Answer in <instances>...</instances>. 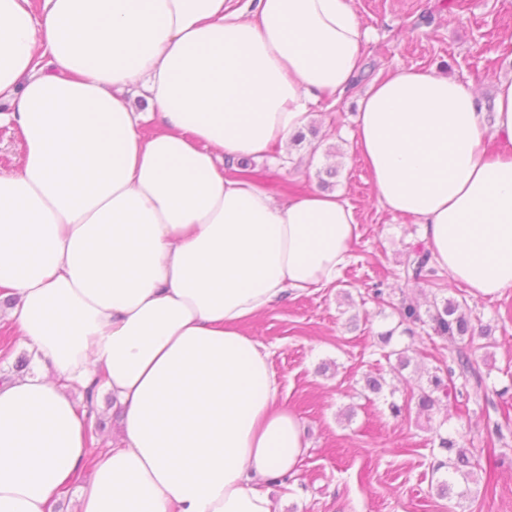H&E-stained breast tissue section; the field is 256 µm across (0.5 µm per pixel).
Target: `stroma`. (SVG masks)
<instances>
[{
    "label": "stroma",
    "instance_id": "stroma-1",
    "mask_svg": "<svg viewBox=\"0 0 512 512\" xmlns=\"http://www.w3.org/2000/svg\"><path fill=\"white\" fill-rule=\"evenodd\" d=\"M367 33L363 66L339 105H313L303 135L274 146L250 169L279 189L306 185L342 194L355 208L360 235L328 288L289 298L249 329L270 353L280 400L301 419L307 447L294 475L274 487L277 512H512V290L475 296L461 286L408 283L401 274L411 248L423 242L414 217L378 202L351 133L355 97L373 80L402 67L431 68L473 82L484 112L494 110L497 83L512 77V0H352ZM421 311L434 301L466 302L472 325L487 328L468 347L479 379L457 373V351L429 322L401 324L403 296ZM392 332L390 343L380 335ZM407 349L396 371L391 350ZM449 379L452 396L432 414L412 398L430 376ZM383 391L368 395L366 377ZM401 406L393 415L390 403ZM95 445L110 447L122 432V411L98 390L91 417ZM453 436L478 463L479 481L465 497L440 495L448 459L440 436Z\"/></svg>",
    "mask_w": 512,
    "mask_h": 512
}]
</instances>
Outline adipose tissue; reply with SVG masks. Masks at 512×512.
Returning a JSON list of instances; mask_svg holds the SVG:
<instances>
[{
  "label": "adipose tissue",
  "instance_id": "obj_1",
  "mask_svg": "<svg viewBox=\"0 0 512 512\" xmlns=\"http://www.w3.org/2000/svg\"><path fill=\"white\" fill-rule=\"evenodd\" d=\"M351 0H0V334L49 373L0 379V512H275L306 446L246 323L335 282L358 236L338 193L238 166L340 103L362 64ZM143 86L148 108L130 91ZM379 202L474 295L512 289V80L401 68L358 99ZM102 386L124 413L93 452ZM22 147L19 137L9 126H0V173H10L20 166Z\"/></svg>",
  "mask_w": 512,
  "mask_h": 512
}]
</instances>
